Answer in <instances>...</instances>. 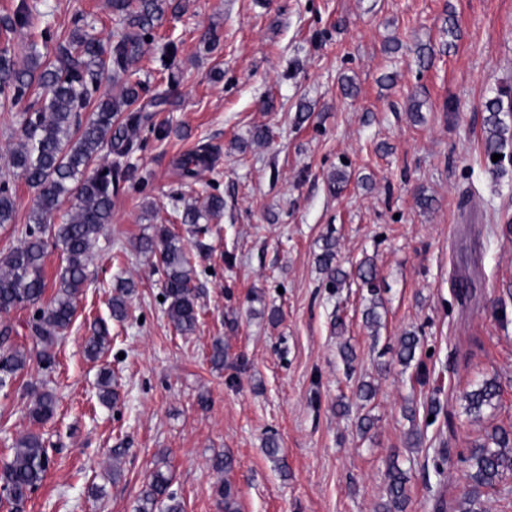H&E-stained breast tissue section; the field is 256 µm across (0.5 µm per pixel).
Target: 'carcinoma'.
Returning <instances> with one entry per match:
<instances>
[{"mask_svg":"<svg viewBox=\"0 0 512 512\" xmlns=\"http://www.w3.org/2000/svg\"><path fill=\"white\" fill-rule=\"evenodd\" d=\"M174 0H111L112 12L121 24L108 46L94 34L95 26L86 24L70 33L45 27L44 42L55 43L54 53L41 52L32 41L25 50V60H15L10 47L0 49V107H15L30 97L34 104L21 113L18 144L10 150L0 173V226L14 223L16 195L14 180L22 179L33 190V205L24 239L0 256V314L32 307L27 321L28 338L40 348L43 361L54 362L53 347L73 323L79 296L88 278V263L104 225L112 223V198L120 185L141 180L130 157L142 149L145 131H155L153 113L169 104L172 89L151 92L148 83L134 78L146 37L154 30L166 11L174 13L180 6ZM33 15L25 2L13 14L0 16V30L9 34L28 28ZM504 111L512 112V91L505 89L485 103L484 125L487 135L483 149L487 157L505 154L508 140L504 137ZM216 153L202 144L174 161L181 180L196 182L201 173L214 168ZM74 197L66 219L57 224L54 218L63 201ZM224 197L208 194L203 203L188 204L181 223L201 232V222L221 215ZM60 251L61 269L54 293L44 300L47 284L43 271L47 242ZM138 250L157 258L164 276L167 315L174 329L183 336L193 334L198 322L195 257L181 238L168 227L157 228L152 236L139 240ZM338 241L328 234L322 239L316 263L324 275L326 287L341 290L349 274L337 261ZM357 279L369 297L363 311L365 323L378 333L383 305L378 272L373 261L361 262ZM134 284L119 280L109 302L112 319L121 322L128 317V297ZM14 327L0 328V388L10 386L27 363V352L8 344ZM111 332L103 319L93 324L92 335L84 343L88 359L98 360L109 351ZM420 338L414 332L398 337L396 358L408 368L420 350ZM224 340H213L209 361L224 367ZM99 398L112 405L116 393L112 374L104 368L97 381ZM497 377L486 378L465 393L466 410L480 416L487 407L495 406L501 397ZM57 399L53 392L36 394L28 406L29 420L45 424L55 414ZM469 463V489L461 500L463 512H484L483 496L507 473L512 472V430L497 427L484 442L472 446L466 458ZM50 467L42 436L27 432L13 448V455L0 468V488L6 493L13 512H23L30 493L45 479ZM407 471L392 462L387 469V497L378 512H405L407 505ZM222 512H238V504L230 482L217 485ZM136 512H183L177 494L171 490V479L162 466H156L151 481L139 499Z\"/></svg>","mask_w":512,"mask_h":512,"instance_id":"carcinoma-1","label":"carcinoma"}]
</instances>
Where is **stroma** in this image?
Listing matches in <instances>:
<instances>
[{"mask_svg":"<svg viewBox=\"0 0 512 512\" xmlns=\"http://www.w3.org/2000/svg\"><path fill=\"white\" fill-rule=\"evenodd\" d=\"M36 28L71 31L93 23L104 41L120 25L109 0H27ZM159 42L145 47L140 79L168 89L151 68L160 42H174L175 104L157 113L132 161L143 186L112 199V222L89 263L78 314L45 365L24 329L31 309L0 314L29 360L0 389V464L33 428L30 394L52 390L56 414L40 426L51 457L24 512H135L159 460H167L184 512H221L215 453L235 466L228 479L239 512H376L386 469L407 470L406 512H436L468 489L464 461L474 441L512 427V160L489 173L484 104L512 88V0H181ZM456 22L458 38L448 35ZM216 28L220 44L200 39ZM432 51L420 65L419 47ZM352 78L345 94L343 77ZM305 120H297L300 108ZM269 141L252 140L255 128ZM218 154L187 185L173 162L199 144ZM344 170L347 185L328 180ZM224 197L206 233L181 224L187 202ZM433 197L422 209L419 194ZM158 224L174 226L196 256L199 323L179 335L163 302L155 259L134 245ZM339 242L351 269L373 258L383 285L382 326L371 334L358 287L327 288L316 264L322 238ZM134 281L129 316L111 321L114 341L99 361L84 342L94 319H109L117 279ZM283 319L271 324V307ZM413 330L421 368H403L388 348ZM223 337V368L208 360ZM357 358L345 367L341 344ZM112 371L114 407L100 404L97 375ZM502 394L481 419L463 394L489 376ZM373 382L374 418L359 435L336 412L359 380ZM437 401L435 421L409 422L407 404ZM424 428L408 446L412 425ZM284 469L264 452L268 436ZM122 449L113 463V449ZM445 449L444 475L434 457ZM120 468L111 479L112 468Z\"/></svg>","mask_w":512,"mask_h":512,"instance_id":"35a3bbf8","label":"stroma"}]
</instances>
